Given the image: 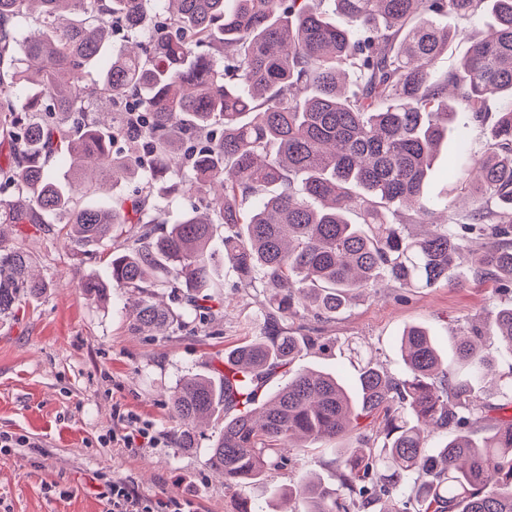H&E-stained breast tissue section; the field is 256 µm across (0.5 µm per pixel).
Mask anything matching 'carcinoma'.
I'll list each match as a JSON object with an SVG mask.
<instances>
[{
  "label": "carcinoma",
  "instance_id": "obj_1",
  "mask_svg": "<svg viewBox=\"0 0 512 512\" xmlns=\"http://www.w3.org/2000/svg\"><path fill=\"white\" fill-rule=\"evenodd\" d=\"M448 14L486 29L440 76ZM115 25L138 40L106 59ZM494 95L512 100V0H0V317L47 287L28 251L1 245L6 230L58 218L68 249L106 261L84 295L123 289L132 329L163 336L186 315L222 318L211 301L225 261L237 287L274 289V322L333 320L385 279L449 284L465 261L510 296L512 108L454 187L485 242L472 247L466 224L410 230L430 214L424 189L456 108L483 124ZM76 182L130 187L93 206ZM186 193L172 224L166 202ZM159 288L182 309L156 303ZM488 340L512 351V304L461 336L463 375L411 326L401 374L366 358L353 392L309 369L264 400L314 339L260 336L229 352L221 378L180 381L173 440L193 448L195 423L223 416L209 467L242 486L294 443L353 437L332 461L338 484L288 487L303 512H512V370L497 375ZM435 431L449 438L430 453Z\"/></svg>",
  "mask_w": 512,
  "mask_h": 512
}]
</instances>
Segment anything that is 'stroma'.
Instances as JSON below:
<instances>
[{
    "label": "stroma",
    "instance_id": "35a3bbf8",
    "mask_svg": "<svg viewBox=\"0 0 512 512\" xmlns=\"http://www.w3.org/2000/svg\"><path fill=\"white\" fill-rule=\"evenodd\" d=\"M484 130L458 112L434 161L425 188L442 204L460 177L465 155L480 150ZM62 224H22L8 245L29 251L46 288L40 299L0 318V433L24 436L28 447L0 456V512H107L101 494L125 480L144 504L177 500L190 512H237L248 500L271 512L280 494L306 473L333 481L331 461L341 440L288 449L281 466L252 483L228 487L207 465L220 422H211L189 450L175 448L168 397L190 374L218 375L224 355L263 332L268 305L264 287H237L232 268L214 299L224 309L215 323L187 321L170 336L132 331L122 290L92 301L79 286L85 274L105 273L63 246ZM457 285L412 291L383 287L357 297L336 321H289L292 330L315 337L295 369L317 368L357 383L349 349L359 346L388 371L401 367L398 338L405 326L420 324L445 358H453L458 337L472 321L502 301L492 283L474 281L461 265ZM150 427L154 448H125L112 434Z\"/></svg>",
    "mask_w": 512,
    "mask_h": 512
}]
</instances>
